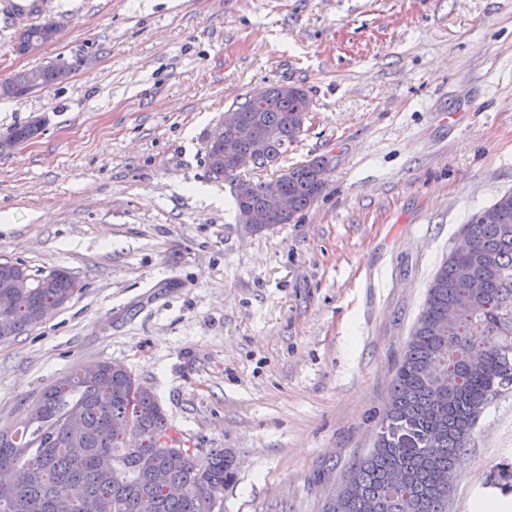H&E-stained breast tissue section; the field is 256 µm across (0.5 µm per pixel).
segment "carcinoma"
Here are the masks:
<instances>
[{
  "label": "carcinoma",
  "instance_id": "obj_1",
  "mask_svg": "<svg viewBox=\"0 0 512 512\" xmlns=\"http://www.w3.org/2000/svg\"><path fill=\"white\" fill-rule=\"evenodd\" d=\"M54 23L34 25L18 37L48 40ZM61 81L56 65L25 70L0 82V98L24 97ZM311 106L302 88L283 96L278 85L261 103L240 105L249 126L265 133V154L278 160L297 140L294 122ZM326 162L313 158L278 176L298 214L323 192ZM230 183L236 208L259 203L266 184L242 183L229 166L211 164ZM471 243L453 250L436 271L423 310L393 381L391 397L371 452L350 467L346 487L329 512H448L451 487L441 476L467 453L484 405L512 389V191L498 195L463 228ZM27 275L20 263L0 262V288ZM481 293L468 297L469 285ZM82 285L55 269L0 311V339L37 325L43 309L70 300ZM481 366L469 367L471 355ZM441 365L447 384L429 375ZM129 418L122 434L113 424ZM153 393L140 389L124 367L109 362L83 365L45 390L28 423L13 441L0 432V512H56L57 500L74 488L75 512H215L210 487L235 480L224 450L202 458L188 448L161 442L172 431ZM395 473L401 484L391 489Z\"/></svg>",
  "mask_w": 512,
  "mask_h": 512
}]
</instances>
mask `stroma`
Here are the masks:
<instances>
[{
    "label": "stroma",
    "instance_id": "1",
    "mask_svg": "<svg viewBox=\"0 0 512 512\" xmlns=\"http://www.w3.org/2000/svg\"><path fill=\"white\" fill-rule=\"evenodd\" d=\"M37 54L0 20V262L83 289L0 340V431L81 365L124 366L185 447L236 465L220 512H324L373 447L430 282L467 219L512 190V0H46ZM272 84L311 111L276 179L321 157L294 221L240 223L207 140ZM512 505V391L481 414L448 512ZM53 34H57V29L53 22L46 21L44 23L31 26L18 37V41L15 45H19L15 47V50L17 53L22 55L35 54L46 45V41L42 42L40 40H49ZM30 39L34 40L23 43ZM57 66L63 79L68 78L70 70L66 61H58ZM60 73L55 64L33 69L25 70L14 74L8 79L0 82V98H20L24 97L36 89L48 87L59 83ZM31 127H32V131L34 133V136H36L41 131V124L37 120H35V121L31 122V126H30V124H25V125H21V126L14 128L12 130V132L9 134L10 137L9 136L4 137V138L1 137L0 138V153L1 154L10 153L20 143L22 144L24 142H27L31 136ZM11 137L15 138V140H17L20 143L16 142Z\"/></svg>",
    "mask_w": 512,
    "mask_h": 512
}]
</instances>
